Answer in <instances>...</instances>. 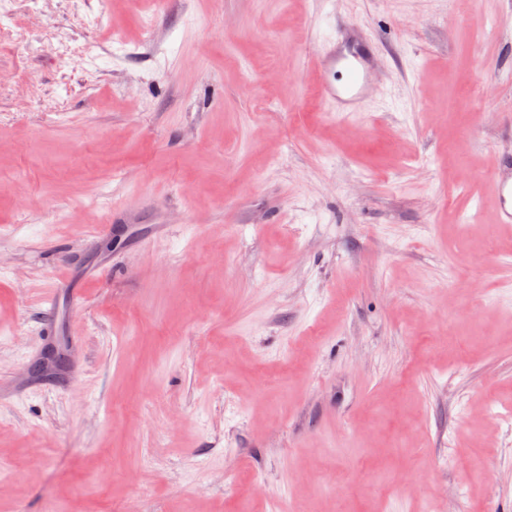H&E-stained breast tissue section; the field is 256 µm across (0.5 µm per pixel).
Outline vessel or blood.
Wrapping results in <instances>:
<instances>
[{"instance_id":"b4317fda","label":"vessel or blood","mask_w":512,"mask_h":512,"mask_svg":"<svg viewBox=\"0 0 512 512\" xmlns=\"http://www.w3.org/2000/svg\"><path fill=\"white\" fill-rule=\"evenodd\" d=\"M373 58L367 52L360 35L342 41H328L318 57L323 74L319 95L338 112L359 111L366 88L371 80ZM499 223L512 224V159L500 161L493 176ZM72 279H64L48 291L44 303L48 308V321L43 336L58 332V310L65 295L74 294Z\"/></svg>"}]
</instances>
